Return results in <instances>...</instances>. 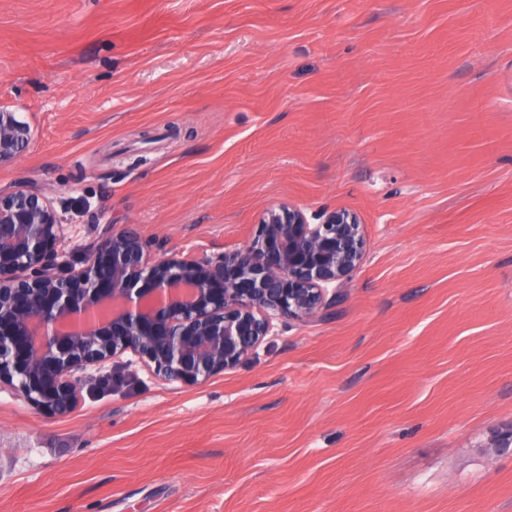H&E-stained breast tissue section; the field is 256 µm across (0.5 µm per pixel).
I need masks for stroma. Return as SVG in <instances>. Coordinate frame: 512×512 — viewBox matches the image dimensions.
I'll return each mask as SVG.
<instances>
[{
  "label": "stroma",
  "instance_id": "stroma-1",
  "mask_svg": "<svg viewBox=\"0 0 512 512\" xmlns=\"http://www.w3.org/2000/svg\"><path fill=\"white\" fill-rule=\"evenodd\" d=\"M0 104L79 250L345 209L335 303L199 385L0 386V512H512V0H0Z\"/></svg>",
  "mask_w": 512,
  "mask_h": 512
}]
</instances>
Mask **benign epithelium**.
<instances>
[{"mask_svg":"<svg viewBox=\"0 0 512 512\" xmlns=\"http://www.w3.org/2000/svg\"><path fill=\"white\" fill-rule=\"evenodd\" d=\"M30 126L0 108V165L21 155ZM358 217L309 223L268 207L246 245L216 256L153 259L132 230L77 254L37 189L0 192V385L48 413L74 404L75 374L131 351L161 379L198 384L249 358L275 321L302 322L363 259Z\"/></svg>","mask_w":512,"mask_h":512,"instance_id":"7a95c632","label":"benign epithelium"}]
</instances>
